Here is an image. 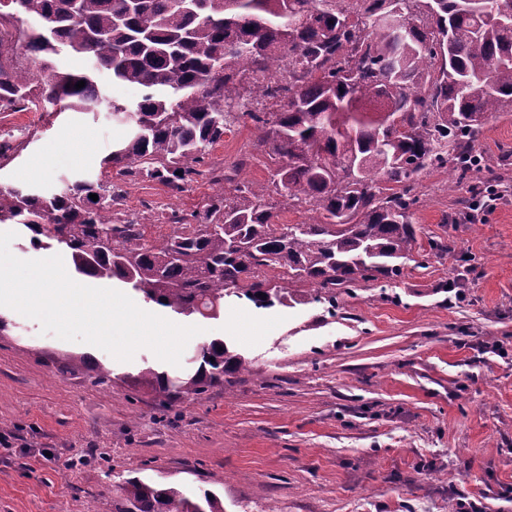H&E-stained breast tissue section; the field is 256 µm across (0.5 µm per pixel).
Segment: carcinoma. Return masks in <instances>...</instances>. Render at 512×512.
Wrapping results in <instances>:
<instances>
[{"label": "carcinoma", "instance_id": "1", "mask_svg": "<svg viewBox=\"0 0 512 512\" xmlns=\"http://www.w3.org/2000/svg\"><path fill=\"white\" fill-rule=\"evenodd\" d=\"M510 11L512 0H0V29L32 55L25 68L0 52V109L64 101L75 112L105 108L125 127L98 177L53 190L0 182V224L23 226L34 249L65 250L78 273L127 284L178 315L216 319L231 295L262 308L334 309L339 289L402 275L417 244L419 173L447 166L463 180L489 169L475 138L489 115L512 110ZM62 49L139 87L140 99L118 103L92 74L57 71L49 58ZM240 120L251 121L255 150L278 157L266 184L207 166ZM112 168L173 194L200 178L234 185L151 237L150 208L113 210ZM273 196L308 221L276 223ZM270 271L282 284L270 285ZM192 362L191 375L148 367L134 382L166 400L198 398L247 368L220 338ZM112 512L224 505L211 492L130 478Z\"/></svg>", "mask_w": 512, "mask_h": 512}]
</instances>
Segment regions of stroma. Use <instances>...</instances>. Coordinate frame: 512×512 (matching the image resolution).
Wrapping results in <instances>:
<instances>
[{
  "label": "stroma",
  "mask_w": 512,
  "mask_h": 512,
  "mask_svg": "<svg viewBox=\"0 0 512 512\" xmlns=\"http://www.w3.org/2000/svg\"><path fill=\"white\" fill-rule=\"evenodd\" d=\"M111 114L0 112V179L49 187L95 174L122 137ZM251 124L227 131L209 161L232 172L251 149ZM476 148L494 163L503 202L470 222L481 174L449 184L447 169L418 175L417 246L401 277L322 304L255 307L234 297L219 318L189 317L203 332L181 363L147 349L120 362L78 341L42 333L14 315L0 333V512H112L129 477L216 494L224 512H449L461 500L512 512V112L489 118ZM118 211L191 213L215 194L208 179L174 195L155 181L121 178ZM448 252L416 266L429 239ZM222 335L247 370L168 413L135 386L151 367L180 374ZM498 342L502 353L488 352ZM85 355L112 372L98 385L58 360ZM50 448L55 462L36 452Z\"/></svg>",
  "instance_id": "stroma-1"
}]
</instances>
